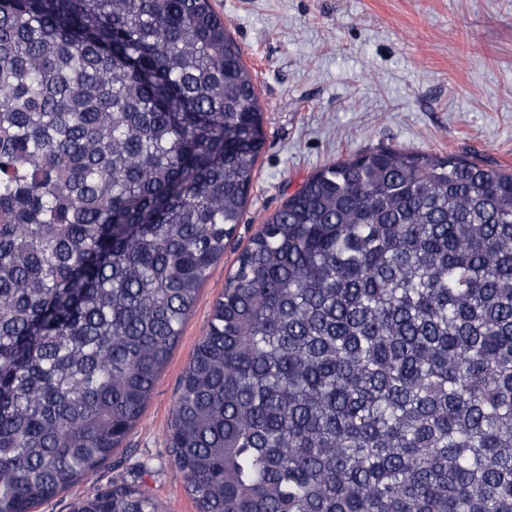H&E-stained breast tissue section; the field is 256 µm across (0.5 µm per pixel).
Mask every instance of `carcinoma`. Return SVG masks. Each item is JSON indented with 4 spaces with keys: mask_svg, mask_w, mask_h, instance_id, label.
Wrapping results in <instances>:
<instances>
[{
    "mask_svg": "<svg viewBox=\"0 0 512 512\" xmlns=\"http://www.w3.org/2000/svg\"><path fill=\"white\" fill-rule=\"evenodd\" d=\"M265 139L211 0H0V512L121 446ZM169 444L196 512H512V171L384 147L311 174L240 254Z\"/></svg>",
    "mask_w": 512,
    "mask_h": 512,
    "instance_id": "1",
    "label": "carcinoma"
}]
</instances>
